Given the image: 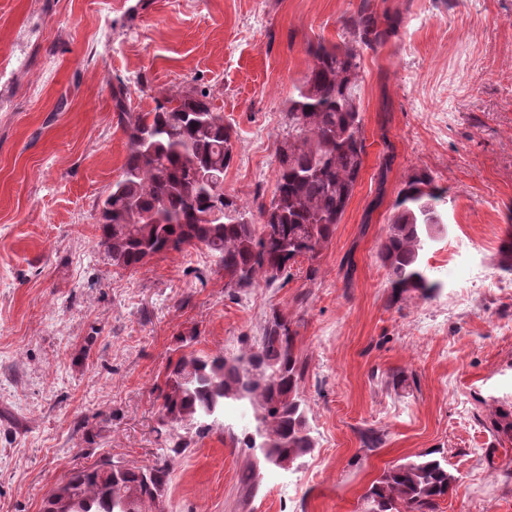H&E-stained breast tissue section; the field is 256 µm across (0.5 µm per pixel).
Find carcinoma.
<instances>
[{"label":"carcinoma","instance_id":"obj_1","mask_svg":"<svg viewBox=\"0 0 512 512\" xmlns=\"http://www.w3.org/2000/svg\"><path fill=\"white\" fill-rule=\"evenodd\" d=\"M397 15L379 16L366 7L345 22L350 39L308 45L313 65L288 100V134L277 148L269 205L263 223L228 215L216 224L210 212L248 215L236 197L204 187L198 171L224 174L233 161L234 134L206 91L181 86L155 98L148 112H131L124 85L112 89L114 111L128 138L120 178L99 206L98 230L112 266L135 269L156 255L204 246L224 270L227 286L249 288L261 277L272 284L298 257L314 258L342 218L359 178L365 138L355 97L360 51L375 49L397 33ZM445 191L428 173L411 176L394 203L395 214L380 250L393 297L429 298L440 288L421 263V254L442 223ZM156 220L144 223L143 212ZM288 320L273 314L263 335L233 357L185 354L169 365L162 393L159 431L192 430L199 436L220 426L229 405L250 404L254 431L237 444L272 458L293 460L314 448L299 383L305 366L294 352ZM186 450L183 440L147 468L132 470L110 457L74 471L45 502L43 512H129L115 490L120 483L137 493L135 512L163 497L170 454ZM456 477L444 459L426 453L395 465L374 482L364 499L369 512H432Z\"/></svg>","mask_w":512,"mask_h":512}]
</instances>
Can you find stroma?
Listing matches in <instances>:
<instances>
[{"instance_id":"1","label":"stroma","mask_w":512,"mask_h":512,"mask_svg":"<svg viewBox=\"0 0 512 512\" xmlns=\"http://www.w3.org/2000/svg\"><path fill=\"white\" fill-rule=\"evenodd\" d=\"M365 1L401 23L361 55L363 167L317 256L243 290L202 246L113 267L97 228L127 154L113 87L135 112L205 89L236 130L224 189L257 211L308 44L347 40ZM422 171L448 191L423 255L441 288L396 299L379 252ZM511 230L512 0H0V512H42L105 456L152 464L169 363L238 353L276 312L306 365L314 448L266 466L233 445L252 409L227 412L173 460L151 512H365L385 470L435 449L456 477L435 512H512V435L492 426L512 414Z\"/></svg>"}]
</instances>
